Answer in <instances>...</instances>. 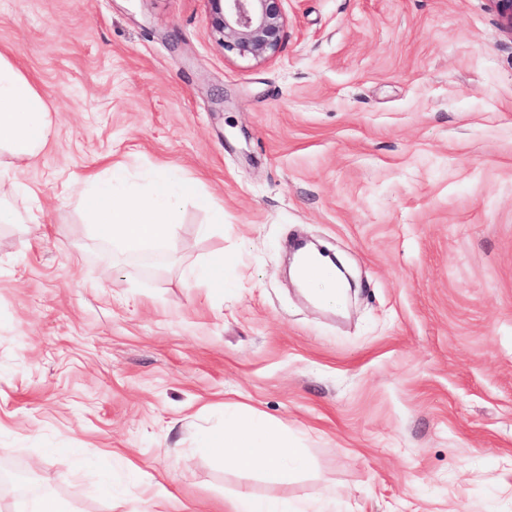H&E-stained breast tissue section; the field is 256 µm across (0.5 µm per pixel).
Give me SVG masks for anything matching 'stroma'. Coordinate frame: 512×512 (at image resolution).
<instances>
[{"mask_svg":"<svg viewBox=\"0 0 512 512\" xmlns=\"http://www.w3.org/2000/svg\"><path fill=\"white\" fill-rule=\"evenodd\" d=\"M279 51L225 53L207 0H0V54L51 113L0 224L1 493L14 512H512V30L488 0H286ZM188 184L167 252L88 224L79 176ZM224 210L213 222L199 197ZM346 268L340 313L289 239ZM224 263V284L188 272ZM245 406L309 462L226 469ZM311 506L303 501L288 499L257 500L248 495L236 498L233 512H311Z\"/></svg>","mask_w":512,"mask_h":512,"instance_id":"1","label":"stroma"}]
</instances>
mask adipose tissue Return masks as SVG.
I'll list each match as a JSON object with an SVG mask.
<instances>
[{
  "label": "adipose tissue",
  "instance_id": "obj_1",
  "mask_svg": "<svg viewBox=\"0 0 512 512\" xmlns=\"http://www.w3.org/2000/svg\"><path fill=\"white\" fill-rule=\"evenodd\" d=\"M51 120L40 93L20 70L0 54V153L8 169H20L47 146ZM177 198L166 176H158L150 193L116 196L108 192L83 197L86 213L106 239L130 247L165 246L175 237L176 224L167 219ZM226 466L245 472L285 476L303 471L306 459L293 448L285 427L257 413L224 418L222 433L211 436Z\"/></svg>",
  "mask_w": 512,
  "mask_h": 512
}]
</instances>
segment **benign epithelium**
I'll return each instance as SVG.
<instances>
[{
    "label": "benign epithelium",
    "instance_id": "benign-epithelium-1",
    "mask_svg": "<svg viewBox=\"0 0 512 512\" xmlns=\"http://www.w3.org/2000/svg\"><path fill=\"white\" fill-rule=\"evenodd\" d=\"M284 0H208L212 31L224 51L265 61L280 49L286 15ZM501 22L512 30V0H489Z\"/></svg>",
    "mask_w": 512,
    "mask_h": 512
}]
</instances>
